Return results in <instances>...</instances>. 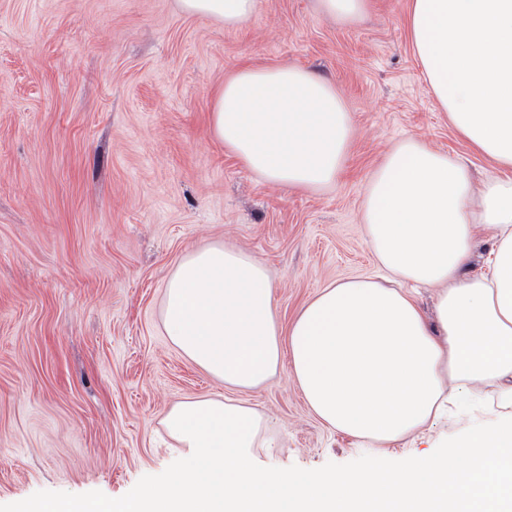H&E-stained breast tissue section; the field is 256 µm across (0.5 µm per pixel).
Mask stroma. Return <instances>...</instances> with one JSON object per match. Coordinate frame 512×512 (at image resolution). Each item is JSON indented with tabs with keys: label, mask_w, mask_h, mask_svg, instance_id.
<instances>
[{
	"label": "stroma",
	"mask_w": 512,
	"mask_h": 512,
	"mask_svg": "<svg viewBox=\"0 0 512 512\" xmlns=\"http://www.w3.org/2000/svg\"><path fill=\"white\" fill-rule=\"evenodd\" d=\"M409 0L321 17L317 0H259L227 28L177 0H0V505L42 490L109 497L175 457L162 420L224 385L167 339V276L188 250H248L289 324L319 288L374 273L361 204L371 174L417 138L493 173L439 111L407 28ZM332 82L353 140L335 185L284 188L214 134L217 90L244 65ZM268 422L270 466L315 469L363 450L315 419L287 369L245 392ZM505 413L461 399L387 459Z\"/></svg>",
	"instance_id": "obj_1"
}]
</instances>
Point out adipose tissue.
<instances>
[{
  "mask_svg": "<svg viewBox=\"0 0 512 512\" xmlns=\"http://www.w3.org/2000/svg\"><path fill=\"white\" fill-rule=\"evenodd\" d=\"M179 9L236 27L258 0H178ZM410 36L436 103L497 176L415 138L386 156L362 215L378 276L320 288L282 327L266 267L249 252H187L166 280L170 343L225 388L246 391L281 366L328 428L379 448L417 435L445 401L494 387L512 401V0H410ZM215 135L280 186L335 184L353 137L335 87L309 70L244 66L225 80ZM493 248L468 266L479 236ZM437 289L427 322L412 288Z\"/></svg>",
  "mask_w": 512,
  "mask_h": 512,
  "instance_id": "adipose-tissue-1",
  "label": "adipose tissue"
}]
</instances>
